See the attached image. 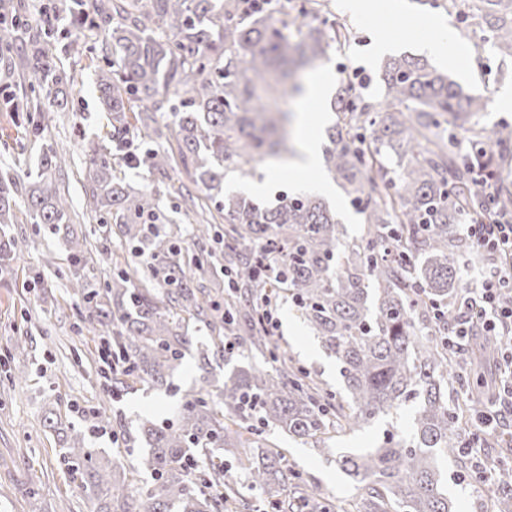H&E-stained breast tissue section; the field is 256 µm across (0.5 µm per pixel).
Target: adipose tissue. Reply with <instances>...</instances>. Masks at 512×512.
I'll return each instance as SVG.
<instances>
[{
    "label": "adipose tissue",
    "instance_id": "adipose-tissue-1",
    "mask_svg": "<svg viewBox=\"0 0 512 512\" xmlns=\"http://www.w3.org/2000/svg\"><path fill=\"white\" fill-rule=\"evenodd\" d=\"M331 91V79L323 72L316 74L305 88L300 117L302 154L296 164L298 176L313 174L320 169L322 139L317 132V124L311 121V114L316 110L326 111Z\"/></svg>",
    "mask_w": 512,
    "mask_h": 512
}]
</instances>
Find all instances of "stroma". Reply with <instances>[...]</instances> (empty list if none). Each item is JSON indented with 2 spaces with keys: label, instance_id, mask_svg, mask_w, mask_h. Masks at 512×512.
<instances>
[{
  "label": "stroma",
  "instance_id": "1",
  "mask_svg": "<svg viewBox=\"0 0 512 512\" xmlns=\"http://www.w3.org/2000/svg\"><path fill=\"white\" fill-rule=\"evenodd\" d=\"M46 0H9L10 6L31 23L20 44L27 51L40 44L53 56L59 68L71 76L67 87L68 107L48 115L47 140L69 144L71 158L63 166L59 180L70 199L71 216L77 227L89 234L88 257L102 273L112 269V257L121 251L117 235L105 233L99 218L85 204L86 179L84 151L89 144L104 142L109 130L106 112L99 104L95 83V64L91 50L102 47V35L95 29L84 36L85 50H76L68 39L46 37L41 23L32 19ZM404 15L383 18L368 25L346 9L345 0H330L328 22L345 25L355 33L345 47L330 51L321 71L330 73L333 82L353 80L365 101L383 99L379 80L380 58L371 53L379 40L397 38L400 50L417 53L422 38L435 39L439 33L426 25L433 16L443 17L455 43L463 45L474 58L467 65L452 69L450 76L472 95L491 99L480 125L508 123L512 110H503L493 98L500 90L512 89V65L501 66L487 46V34L478 25L475 0H461L452 7L448 0L421 4L407 0ZM467 21H459V13ZM36 98L24 91L18 73L0 63V172L35 169L40 144L30 137L26 113ZM12 235L23 239L26 247L12 264L9 276L0 279V512H92L93 504L82 488L73 482L56 448L58 439L46 425L54 416L59 427L72 426L95 434L100 420L98 408H106L110 417L109 434L96 436L94 444L106 455L128 461L137 459L144 445L136 441L139 423L146 418L158 421L172 417L184 391L199 384L202 372L196 357L189 356L171 379L170 389L147 390L135 386L120 397L104 398L100 360L91 358L95 343L82 329L78 301L67 282L68 253L61 236L36 232L24 207L15 210ZM276 321L271 334L299 366L316 376L325 387L342 391L343 383L336 360L302 323L291 303L279 301L273 310ZM25 337L26 349L16 352V337ZM25 371L21 384L9 386L6 371ZM287 463L303 478L333 499L355 497V483L342 473L334 459L303 445L301 441L279 435Z\"/></svg>",
  "mask_w": 512,
  "mask_h": 512
}]
</instances>
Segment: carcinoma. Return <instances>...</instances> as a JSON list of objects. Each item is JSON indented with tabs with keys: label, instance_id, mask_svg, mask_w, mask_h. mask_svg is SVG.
<instances>
[{
	"label": "carcinoma",
	"instance_id": "carcinoma-1",
	"mask_svg": "<svg viewBox=\"0 0 512 512\" xmlns=\"http://www.w3.org/2000/svg\"><path fill=\"white\" fill-rule=\"evenodd\" d=\"M481 2L492 51L512 61V0ZM323 7L320 0H71L46 8L96 27L109 49L95 75L112 147L85 151L86 209L116 227L127 257L97 280L87 235L70 229V203L55 176L62 152L45 140L36 171L0 174V271L10 273L24 246L9 230L21 202L31 223L53 235L65 231L80 322L127 363L114 389L166 386L195 347L192 322L213 341L199 351L203 364L224 361L223 384L191 390L171 419L142 421L146 450L134 464L105 458L82 430L63 433L58 453L95 512L237 509L242 498L225 454L275 512H456L441 467L448 459L457 463V481L474 495L486 492L464 433L494 390L459 375L436 313L467 291L456 225L493 210L512 215L511 187H500L493 201L476 190L493 176L495 149L512 142V126H485L452 146L454 131L468 129L488 100L463 93L423 58L393 57L382 66L387 106L359 98L349 83L329 101L337 121L325 129L323 168L364 214L363 235L344 243L343 225L317 195L267 203L224 190L226 172L246 175L245 166L288 150V113L279 104L302 93V69L347 40L319 19ZM21 32L0 22V51ZM8 66L27 72L31 91L43 97L27 116L39 136L44 113L65 110L70 77L36 45ZM161 121L176 133L174 152L148 147ZM391 154L393 169L382 162ZM120 165L164 178L178 169L203 188L208 207L224 217L231 287L246 309L222 304L221 289L204 285L212 253L185 247L182 230L162 223L156 191L127 189ZM283 295L336 359L344 393L295 368L269 339L259 314ZM226 339L242 353H259L271 369L235 364ZM498 353L494 339L470 336L474 367ZM449 384L464 403L448 402ZM408 403L406 427L390 423L377 447L337 454L336 465L358 483L352 502L326 506L264 436L270 427L326 448ZM494 495L498 512H512V481H498Z\"/></svg>",
	"mask_w": 512,
	"mask_h": 512
}]
</instances>
